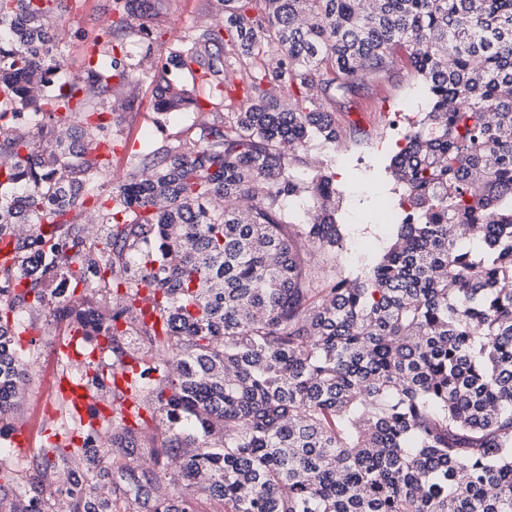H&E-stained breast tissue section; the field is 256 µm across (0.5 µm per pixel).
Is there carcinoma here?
<instances>
[{
	"instance_id": "obj_1",
	"label": "carcinoma",
	"mask_w": 512,
	"mask_h": 512,
	"mask_svg": "<svg viewBox=\"0 0 512 512\" xmlns=\"http://www.w3.org/2000/svg\"><path fill=\"white\" fill-rule=\"evenodd\" d=\"M223 4L148 67L127 39L152 37L150 0H112L75 76L70 0H0V439L38 357L24 332L50 318L107 349L60 353L104 410L83 425L62 402L59 442L0 468V505L512 512V0ZM399 52L428 111L390 159L392 240L346 275L336 173L311 149L336 152L337 100ZM145 80L193 133L129 154L105 195L112 115Z\"/></svg>"
}]
</instances>
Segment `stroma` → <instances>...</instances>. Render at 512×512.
<instances>
[{"label":"stroma","instance_id":"stroma-1","mask_svg":"<svg viewBox=\"0 0 512 512\" xmlns=\"http://www.w3.org/2000/svg\"><path fill=\"white\" fill-rule=\"evenodd\" d=\"M153 3L152 24L162 33L161 41L155 42L152 50V59L157 63L166 58L167 42L180 37L191 21L202 20L205 13L215 14L222 9L220 0H153ZM110 4L111 0H82L79 11L59 18V26L67 33L63 60L68 72L80 73L82 43L111 24ZM420 92L419 84L409 74L405 58L399 57L388 76L366 80L357 94L336 105V120L345 134L343 144L336 150L338 161L334 167L343 193L338 221L350 240L339 263L343 271L356 270L364 259L379 255L388 244L389 229L376 224L375 217L380 203H397L398 195L392 177L384 169L385 154L377 149L376 143L385 135L389 115L406 98ZM137 93L133 110L118 118L126 145L115 150L112 174L116 177L123 174L125 149H136L143 142L165 138L169 132L185 128L193 121L192 115L187 114L175 120L169 129H162L156 122L151 85L141 84ZM22 339L36 341L39 346V359L31 371L26 401L15 419L16 427L28 436V446L22 454L30 458L47 434L43 405L48 390L59 376V368L53 356L56 338L52 329L26 333Z\"/></svg>","mask_w":512,"mask_h":512}]
</instances>
